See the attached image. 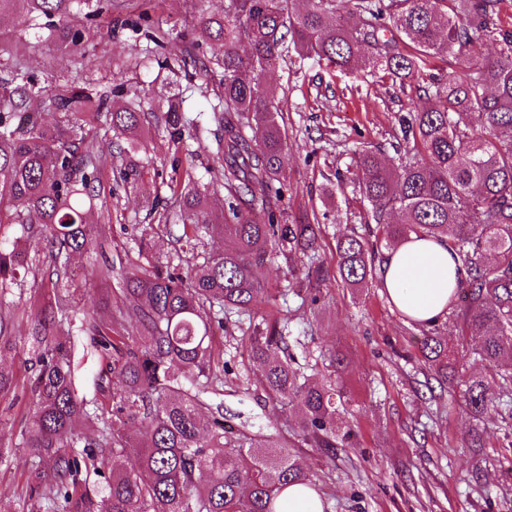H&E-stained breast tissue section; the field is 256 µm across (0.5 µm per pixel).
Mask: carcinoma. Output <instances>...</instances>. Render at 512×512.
Wrapping results in <instances>:
<instances>
[{"label": "carcinoma", "instance_id": "1", "mask_svg": "<svg viewBox=\"0 0 512 512\" xmlns=\"http://www.w3.org/2000/svg\"><path fill=\"white\" fill-rule=\"evenodd\" d=\"M113 0H0V15L19 12L53 27L73 49ZM352 4L359 22L349 27L339 10ZM503 0H226L224 11L200 17L188 58L202 70H224V91L212 106L224 126L216 139L209 182L199 188L192 163L171 179L179 199L182 233L191 254L186 271L154 262L153 235L142 229L138 260L112 274V262L78 271L72 258L108 243L110 226L92 236L85 218L100 199L102 156L83 146L79 126L49 127L41 112L105 117L127 136L120 179L132 187L147 174L138 158L139 132L149 113L141 104L114 108L106 92L72 89L48 95L30 77L0 82V306L35 269L27 242L43 244L47 267L34 301L33 346L18 353L24 380L0 367V398L29 394L20 411L25 452L0 457L32 468L41 486L28 512H282L288 489L319 492L299 457L278 435H247L224 423L223 377L214 372L222 350L214 342L224 320L249 316L276 298L258 270L275 257L311 258L318 224H285L274 211L281 191L272 183L288 166L286 131L260 90L267 67L294 46L346 69L361 63L380 79L415 89L400 117L405 142L398 163L376 150L356 159L357 179L370 205L368 221L392 249L412 235L448 243L467 272L451 305L469 339L467 356L485 372L461 379L467 411L480 419L498 412L490 393L497 376L512 390V30L502 26ZM250 52L239 53L241 42ZM498 45L489 55L486 42ZM448 63L446 75L420 82L430 60ZM168 143L193 157L187 140L200 117L170 100L157 118ZM223 188L227 208L209 206V189ZM224 237V252H198L202 235ZM378 246L356 232L336 243L337 270L349 288L376 277ZM494 263L486 265L487 256ZM117 288H112V277ZM99 279L106 285L102 311L73 300L75 288ZM325 281L315 269L302 302L315 304ZM136 334L120 331L126 321ZM19 324L0 314V351L16 349ZM422 362L439 384L453 385L458 356L428 330ZM248 356L269 397L282 409L296 402L299 442L336 458L349 431L336 424L342 394L334 356L328 378L311 382L294 367L288 326L249 325ZM138 431L139 457L124 455L129 427Z\"/></svg>", "mask_w": 512, "mask_h": 512}]
</instances>
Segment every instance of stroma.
I'll list each match as a JSON object with an SVG mask.
<instances>
[{
    "label": "stroma",
    "mask_w": 512,
    "mask_h": 512,
    "mask_svg": "<svg viewBox=\"0 0 512 512\" xmlns=\"http://www.w3.org/2000/svg\"><path fill=\"white\" fill-rule=\"evenodd\" d=\"M224 0H115L111 14L102 16L87 34L81 51L74 52L47 30L36 28L20 13L0 17V79L16 74L34 77L38 87L57 94L79 86L102 91L121 87L115 106L148 90L144 111H164L169 97L186 90L185 108L200 114L205 132L192 141L197 170L211 164L215 138L221 129L211 106L222 92L224 73L212 68L168 67L186 55L201 14L218 12ZM147 11L145 31L160 28L168 37L152 51L144 34L124 27L128 17ZM262 89L274 98L288 141L284 197L279 203L287 223L318 220L322 235L316 264L327 273L315 305L262 304L257 317L282 318L290 306L288 330L299 340L313 379L326 372L331 354L343 357L336 384L343 396L342 424L356 438L350 447L328 459L317 448L297 453L329 512H512V477L501 465L512 461V439L497 418L475 420L463 407L457 391L435 386L419 359L422 326L411 324L389 301L380 280L352 293L336 267V241L342 235L367 233L368 203L355 176V153L381 150L395 159L401 134L397 117L408 95L388 81L373 78L360 67L339 70L313 55L291 51L267 71ZM87 146L112 160L99 187L104 209L89 213L90 225H110L106 251L76 255V266L91 268L112 261L120 265L137 255L142 225L154 228L156 251L162 260H177L175 241L180 230L158 222L155 199L171 203L168 183L173 175V152L161 128L145 125L142 141L148 147L149 175L139 188L125 185L117 173L121 135L103 121L82 128ZM224 360L232 373L224 380V419L253 434L292 438L288 411L270 401L247 357V337L236 326L220 336ZM479 447H472V434ZM33 471L0 463V512H22L27 486L36 485Z\"/></svg>",
    "instance_id": "1"
}]
</instances>
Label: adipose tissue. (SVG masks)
Instances as JSON below:
<instances>
[{
  "mask_svg": "<svg viewBox=\"0 0 512 512\" xmlns=\"http://www.w3.org/2000/svg\"><path fill=\"white\" fill-rule=\"evenodd\" d=\"M383 269L390 301L421 324L447 313L454 287L466 275L446 243L415 237L387 252Z\"/></svg>",
  "mask_w": 512,
  "mask_h": 512,
  "instance_id": "obj_1",
  "label": "adipose tissue"
}]
</instances>
